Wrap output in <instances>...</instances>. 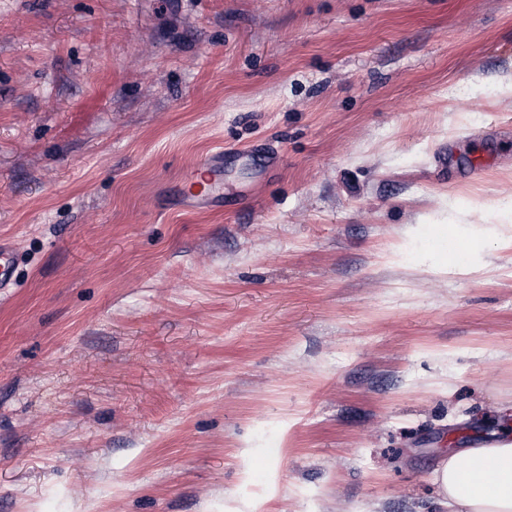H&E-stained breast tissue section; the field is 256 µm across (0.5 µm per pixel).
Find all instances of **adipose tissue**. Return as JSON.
Wrapping results in <instances>:
<instances>
[{"mask_svg": "<svg viewBox=\"0 0 512 512\" xmlns=\"http://www.w3.org/2000/svg\"><path fill=\"white\" fill-rule=\"evenodd\" d=\"M432 483L442 512H512V440L448 451Z\"/></svg>", "mask_w": 512, "mask_h": 512, "instance_id": "adipose-tissue-1", "label": "adipose tissue"}]
</instances>
